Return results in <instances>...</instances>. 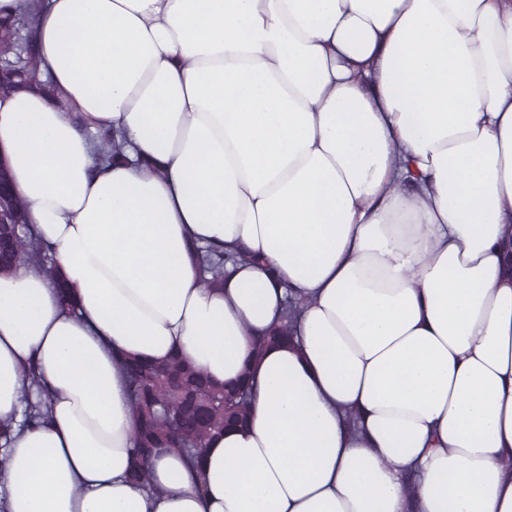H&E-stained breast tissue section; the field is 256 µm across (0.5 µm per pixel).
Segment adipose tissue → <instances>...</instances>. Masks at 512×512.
I'll return each instance as SVG.
<instances>
[{
    "label": "adipose tissue",
    "instance_id": "adipose-tissue-1",
    "mask_svg": "<svg viewBox=\"0 0 512 512\" xmlns=\"http://www.w3.org/2000/svg\"><path fill=\"white\" fill-rule=\"evenodd\" d=\"M37 47L64 100L0 98V165L55 273L0 276V512H512V0H45ZM210 246L258 261L211 288ZM175 354L250 368L252 417L138 485L123 363Z\"/></svg>",
    "mask_w": 512,
    "mask_h": 512
}]
</instances>
